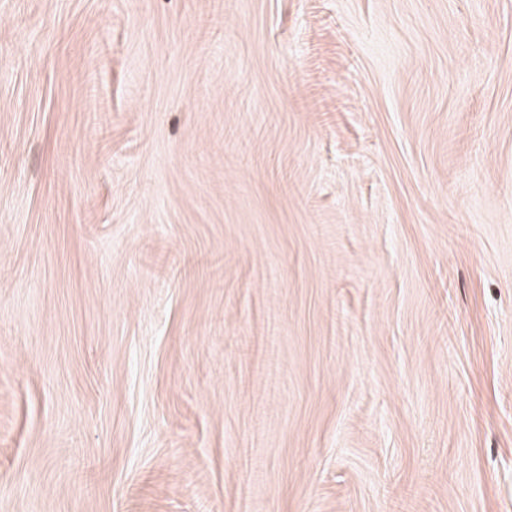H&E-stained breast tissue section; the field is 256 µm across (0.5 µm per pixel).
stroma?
Here are the masks:
<instances>
[{"label":"stroma","instance_id":"stroma-1","mask_svg":"<svg viewBox=\"0 0 512 512\" xmlns=\"http://www.w3.org/2000/svg\"><path fill=\"white\" fill-rule=\"evenodd\" d=\"M0 512H512V0H0Z\"/></svg>","mask_w":512,"mask_h":512}]
</instances>
